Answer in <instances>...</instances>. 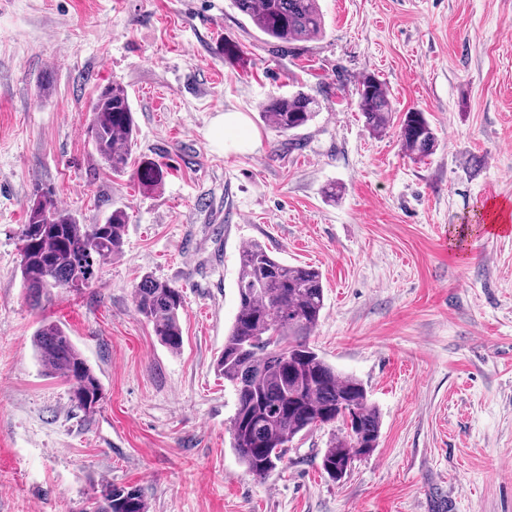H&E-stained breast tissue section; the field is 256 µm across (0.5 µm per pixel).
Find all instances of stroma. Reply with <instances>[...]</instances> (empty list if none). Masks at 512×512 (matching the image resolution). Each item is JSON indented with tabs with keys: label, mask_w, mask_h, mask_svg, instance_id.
I'll list each match as a JSON object with an SVG mask.
<instances>
[{
	"label": "stroma",
	"mask_w": 512,
	"mask_h": 512,
	"mask_svg": "<svg viewBox=\"0 0 512 512\" xmlns=\"http://www.w3.org/2000/svg\"><path fill=\"white\" fill-rule=\"evenodd\" d=\"M320 6L324 36L285 46L230 0H0V512H85L107 482L141 488L149 512H512V234L488 229L512 206V0ZM367 74L394 108L377 135L357 107ZM114 82L136 120L121 177L89 133ZM300 89L317 117L276 133L263 102ZM415 110L439 143L422 160L399 137ZM225 112L243 113L253 148L213 146ZM144 166L160 184L138 180ZM43 189L78 223L116 207L129 222L91 286L36 305L21 231ZM253 241L322 273L309 342L380 413L376 450L342 480L321 469L326 427L262 479L232 452L215 361ZM146 274L182 291L179 351L135 309ZM44 322L99 378L92 413L46 375Z\"/></svg>",
	"instance_id": "stroma-1"
}]
</instances>
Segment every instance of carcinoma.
I'll return each mask as SVG.
<instances>
[{
    "label": "carcinoma",
    "instance_id": "carcinoma-1",
    "mask_svg": "<svg viewBox=\"0 0 512 512\" xmlns=\"http://www.w3.org/2000/svg\"><path fill=\"white\" fill-rule=\"evenodd\" d=\"M268 38L282 43L317 39L324 33L319 0H231ZM358 108L373 134L393 122V106L383 83L364 75L358 83ZM272 128L288 135L317 116L316 97L297 91L271 96L262 105ZM135 120L126 89L114 82L90 106L89 129L95 150L115 176L127 172L134 147ZM399 136L414 159L433 153L437 137L425 113L404 114ZM128 214L117 207L103 224H79L43 192L29 206L23 230L20 270L23 286L38 304L53 288H86L100 263L121 252ZM238 310L224 341L216 370L236 397L230 420L231 448L248 472L268 476L283 461L288 444L300 434L334 427L321 459L332 479L345 477L349 463L378 447L381 420L368 391L356 377L343 375L319 356L308 338L324 309L322 274L310 266L289 265L259 242L239 256ZM136 311L152 324L154 335L173 352L182 346L181 290L144 275L133 291ZM34 345L51 376L71 384V401L92 412L102 386L65 330L51 322L34 333ZM85 512H148L140 488L106 484Z\"/></svg>",
    "mask_w": 512,
    "mask_h": 512
}]
</instances>
